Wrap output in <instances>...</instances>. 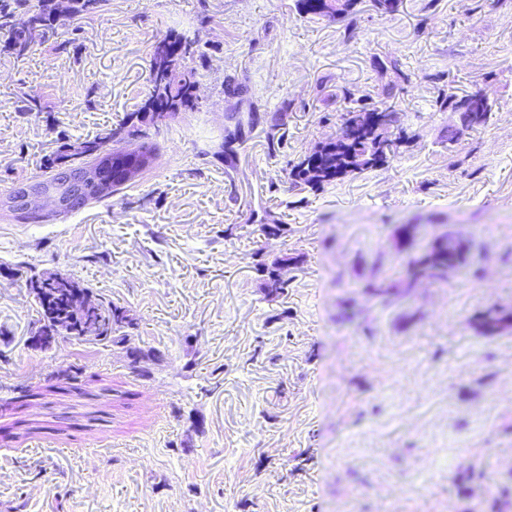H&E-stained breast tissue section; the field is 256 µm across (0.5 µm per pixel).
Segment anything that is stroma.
Segmentation results:
<instances>
[{
    "mask_svg": "<svg viewBox=\"0 0 512 512\" xmlns=\"http://www.w3.org/2000/svg\"><path fill=\"white\" fill-rule=\"evenodd\" d=\"M172 34L200 47L198 109L138 122ZM340 85L377 102L395 86L409 141L294 189L340 127ZM448 87L496 103L453 143ZM121 125L155 157L119 192L39 224L0 208V512H512V0H358L338 20L297 0H109L25 56L0 49L1 200ZM445 233L465 266L408 283ZM283 257L271 300L256 265ZM43 272L125 307L157 359L28 348Z\"/></svg>",
    "mask_w": 512,
    "mask_h": 512,
    "instance_id": "obj_1",
    "label": "stroma"
}]
</instances>
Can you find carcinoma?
<instances>
[{"label":"carcinoma","instance_id":"carcinoma-1","mask_svg":"<svg viewBox=\"0 0 512 512\" xmlns=\"http://www.w3.org/2000/svg\"><path fill=\"white\" fill-rule=\"evenodd\" d=\"M108 0H71L69 16L88 15L105 9ZM302 12L318 16H332L336 0H298ZM27 14L33 26L18 28L13 24L16 13ZM59 19L55 14L54 0H0V34L5 37L4 48L16 57L27 55L43 38V30ZM198 54L197 43L180 35H171L156 45L151 60L152 88L141 112L151 114V120L166 117L175 112H193L198 108L195 94V71L186 66V60ZM337 96L347 104L341 127L336 135L324 141L319 149L293 165L289 179L291 184L302 189L317 191L324 184L346 176L360 174L380 166L390 157L380 156L383 144L392 136L406 138L401 131L393 133L392 120L398 118L394 103H384L379 108L370 102L368 95H356L346 86L338 88ZM440 112L457 111L462 98L454 93L440 91L434 99ZM494 102L473 103L474 121L470 128L488 125L493 114ZM122 128L111 129L101 136L87 139L76 145L64 143L62 151L53 160L56 165L68 158L87 160L96 154L117 152L115 144L122 140ZM465 262L464 246L452 236L439 239L422 259L409 269L414 278L442 280L448 268L458 267ZM281 262L259 264L258 271L264 277V290L270 298H277L288 288V281L280 275ZM57 275L41 274L32 276L27 287L32 289L36 303L41 310V321L56 319L63 335L104 348L112 347L128 353L126 342L137 322L129 311L110 301L99 299L93 303V310L83 318L69 320V305L76 294L89 295V289L80 282L69 278L68 285L55 283Z\"/></svg>","mask_w":512,"mask_h":512}]
</instances>
